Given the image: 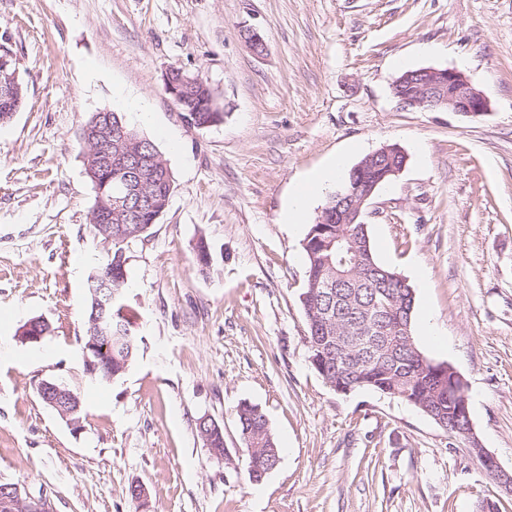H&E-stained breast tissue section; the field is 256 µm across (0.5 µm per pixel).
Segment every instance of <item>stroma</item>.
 <instances>
[{
	"label": "stroma",
	"instance_id": "1",
	"mask_svg": "<svg viewBox=\"0 0 512 512\" xmlns=\"http://www.w3.org/2000/svg\"><path fill=\"white\" fill-rule=\"evenodd\" d=\"M3 33L26 100L0 125V480L46 491L52 512H480L489 499L512 512L472 450L512 472V0H0ZM172 67L210 85L223 122L184 121L163 89ZM426 67L462 73L487 113L399 104L395 80ZM103 111L154 142L174 192L124 246L136 356L94 382L86 280L107 249L80 133ZM388 144L407 163L363 220L377 260L414 289L415 319L434 317L438 337L415 340L464 379L470 440L401 399L338 393L307 359L303 240L327 195L306 223L282 214L310 170ZM35 317L50 333L21 342ZM45 380L79 393L81 431L39 397ZM244 401L281 448L259 483L235 416ZM203 416L223 425L229 459L205 447Z\"/></svg>",
	"mask_w": 512,
	"mask_h": 512
}]
</instances>
